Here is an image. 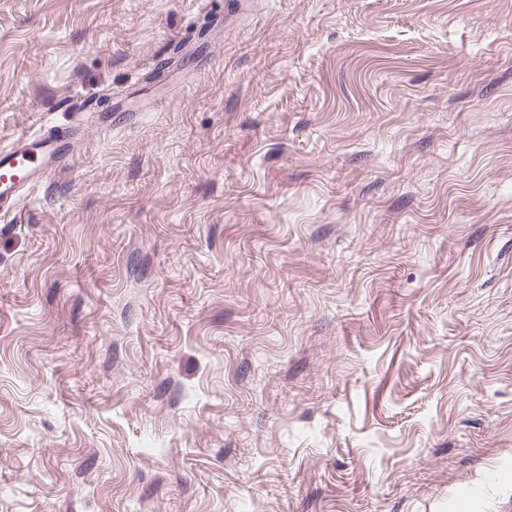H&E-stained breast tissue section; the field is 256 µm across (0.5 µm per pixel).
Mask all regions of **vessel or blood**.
Wrapping results in <instances>:
<instances>
[{"instance_id": "vessel-or-blood-1", "label": "vessel or blood", "mask_w": 512, "mask_h": 512, "mask_svg": "<svg viewBox=\"0 0 512 512\" xmlns=\"http://www.w3.org/2000/svg\"><path fill=\"white\" fill-rule=\"evenodd\" d=\"M77 130L68 124L22 134L0 144V218L15 215L25 194L72 169Z\"/></svg>"}]
</instances>
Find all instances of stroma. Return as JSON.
<instances>
[{"label": "stroma", "instance_id": "35a3bbf8", "mask_svg": "<svg viewBox=\"0 0 512 512\" xmlns=\"http://www.w3.org/2000/svg\"><path fill=\"white\" fill-rule=\"evenodd\" d=\"M247 4L0 0V512H512V0ZM77 130L69 124L0 144V218L14 216L25 194L74 166Z\"/></svg>", "mask_w": 512, "mask_h": 512}]
</instances>
